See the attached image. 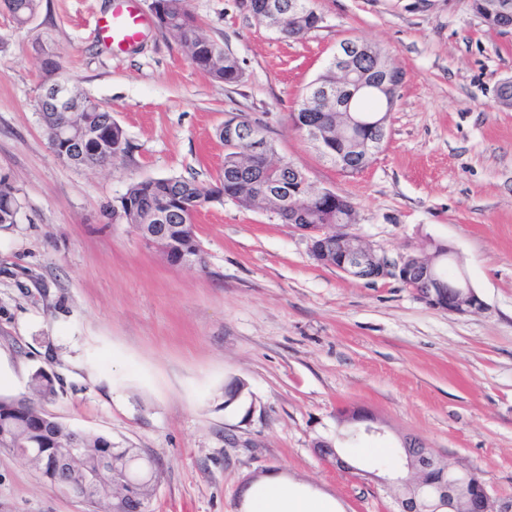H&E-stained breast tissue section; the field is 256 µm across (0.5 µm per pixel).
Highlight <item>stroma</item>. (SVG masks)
<instances>
[{"mask_svg":"<svg viewBox=\"0 0 512 512\" xmlns=\"http://www.w3.org/2000/svg\"><path fill=\"white\" fill-rule=\"evenodd\" d=\"M112 2L41 0L23 26L0 5V179L21 202L0 226V395L28 394L37 369L54 374L48 413L157 461L149 512H240L269 473L337 512H394L379 479L400 467L404 436L512 503V109L496 100L512 79V34L486 27L470 0H314L321 28L288 40L242 0H190L203 34L239 62L243 79L227 86L154 27L112 52L95 29ZM347 38L406 74L384 146L354 174L290 119ZM49 58L123 128L128 150L112 165L54 155L35 110ZM237 115L313 188L353 202L348 231L363 244L394 257L448 246L449 272H465L486 311L452 314L398 282L351 279L272 210L229 199L195 218L201 268L171 265L113 221L132 183H215L217 130ZM345 409L385 431L342 443L357 476L313 448L335 440ZM0 512L90 507L0 449Z\"/></svg>","mask_w":512,"mask_h":512,"instance_id":"obj_1","label":"stroma"}]
</instances>
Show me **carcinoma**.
<instances>
[{"label": "carcinoma", "instance_id": "cac0c4a2", "mask_svg": "<svg viewBox=\"0 0 512 512\" xmlns=\"http://www.w3.org/2000/svg\"><path fill=\"white\" fill-rule=\"evenodd\" d=\"M14 21L19 25L28 23L35 17L40 0H3ZM152 11L156 26L163 32L177 35L189 61L216 81L228 86L236 85L243 79L237 59L224 49V46L206 38L189 8V0H152ZM322 15L310 6L294 16L293 27L286 30L284 37L297 38L320 27ZM373 55L352 60L355 71L369 75L375 63H383V51L370 46ZM341 85V76L328 67L308 86L298 108V114L308 124H327L333 120L336 102L320 100L315 87ZM77 105L74 120H90L109 131L108 140L99 143L90 141L81 149V166L96 168L106 161L127 152L128 141L122 127L112 120L110 112L82 91H76ZM331 142L328 152L346 156L356 154L346 173L362 170L368 161H360V149L343 146L336 142V130H329ZM303 172L288 167L269 170L262 157L253 158L237 146H230L224 154L222 176L214 184L204 185L184 178L147 179L131 184L120 197L119 205L112 207V216L132 225L138 234L149 239L155 235L156 210L167 213L166 223L170 224V237L177 248L187 256L203 263L202 252L195 231L180 229L182 224H190L194 215L206 205L225 198L237 202L246 209L268 207L275 211L285 224H321L325 227L339 224L345 226L357 223V212L346 198L340 195L321 198L317 192L302 185ZM282 181L292 187L291 199L280 202L266 192L265 184ZM20 207L17 190L8 182L0 180V225L15 223ZM32 395L42 402H49L57 395L53 377L40 369L35 371L29 383ZM73 429L61 422H47L42 419L40 406L23 397L0 396V448H13L14 439L24 436L29 440L31 456L27 462L48 482L53 483L56 468L60 465V449L69 444ZM84 454L73 460L70 474L82 478L95 471L97 461L112 456V438L84 433ZM127 491L134 496L151 494L149 481L143 480L127 486L115 484L110 472L95 475L92 502L97 504L112 496L113 489Z\"/></svg>", "mask_w": 512, "mask_h": 512}]
</instances>
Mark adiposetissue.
I'll use <instances>...</instances> for the list:
<instances>
[{
	"instance_id": "1",
	"label": "adipose tissue",
	"mask_w": 512,
	"mask_h": 512,
	"mask_svg": "<svg viewBox=\"0 0 512 512\" xmlns=\"http://www.w3.org/2000/svg\"><path fill=\"white\" fill-rule=\"evenodd\" d=\"M243 512H336V505L303 492L284 477L269 475L247 491Z\"/></svg>"
}]
</instances>
